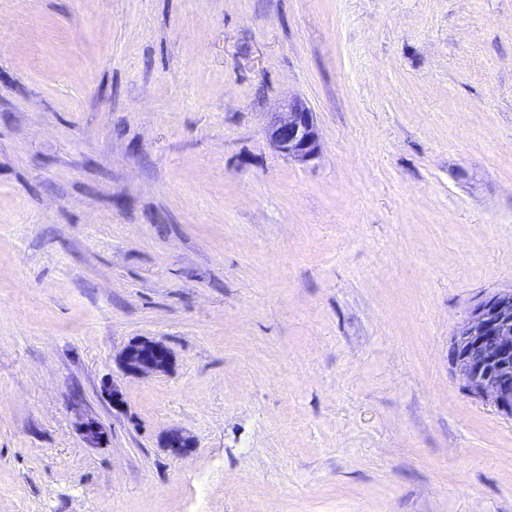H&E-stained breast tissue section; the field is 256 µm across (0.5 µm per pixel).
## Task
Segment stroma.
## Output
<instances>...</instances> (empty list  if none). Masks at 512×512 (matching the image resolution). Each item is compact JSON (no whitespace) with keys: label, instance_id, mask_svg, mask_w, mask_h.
Listing matches in <instances>:
<instances>
[{"label":"stroma","instance_id":"stroma-1","mask_svg":"<svg viewBox=\"0 0 512 512\" xmlns=\"http://www.w3.org/2000/svg\"><path fill=\"white\" fill-rule=\"evenodd\" d=\"M511 287L512 0H0V512H512ZM264 134L272 149L289 161L307 163L320 152L315 113L297 97L267 113ZM455 372L467 388L512 418V289L482 302L452 337ZM172 359V352L163 341L140 339L129 343L123 349L120 365L128 376L146 377L167 372ZM77 429L84 441L91 446L100 445L108 438L106 427L93 417L82 418L77 424Z\"/></svg>","mask_w":512,"mask_h":512}]
</instances>
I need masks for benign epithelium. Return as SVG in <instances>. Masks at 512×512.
<instances>
[{"instance_id": "benign-epithelium-1", "label": "benign epithelium", "mask_w": 512, "mask_h": 512, "mask_svg": "<svg viewBox=\"0 0 512 512\" xmlns=\"http://www.w3.org/2000/svg\"><path fill=\"white\" fill-rule=\"evenodd\" d=\"M264 134L269 145L286 159L307 163L319 154L315 113L299 98L290 97L267 113ZM455 372L467 388L498 412L512 418V289L496 292L482 302L452 337ZM173 355L161 340L140 339L121 352L120 365L131 377L168 371ZM77 429L84 441L97 446L108 438L106 427L93 417L81 419ZM165 446L182 456L190 440L177 429L167 431Z\"/></svg>"}]
</instances>
